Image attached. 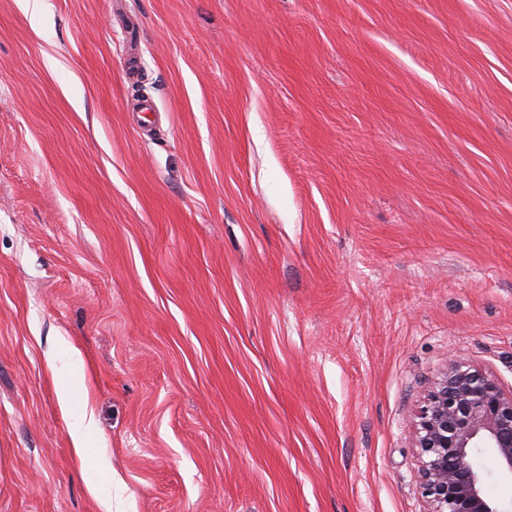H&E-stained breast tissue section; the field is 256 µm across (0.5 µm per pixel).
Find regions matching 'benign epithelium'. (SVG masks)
I'll list each match as a JSON object with an SVG mask.
<instances>
[{"label":"benign epithelium","mask_w":512,"mask_h":512,"mask_svg":"<svg viewBox=\"0 0 512 512\" xmlns=\"http://www.w3.org/2000/svg\"><path fill=\"white\" fill-rule=\"evenodd\" d=\"M413 447L427 512H507L484 491L477 458L512 476V386L453 358L415 415Z\"/></svg>","instance_id":"benign-epithelium-1"}]
</instances>
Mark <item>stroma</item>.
I'll list each match as a JSON object with an SVG mask.
<instances>
[{"label": "stroma", "mask_w": 512, "mask_h": 512, "mask_svg": "<svg viewBox=\"0 0 512 512\" xmlns=\"http://www.w3.org/2000/svg\"><path fill=\"white\" fill-rule=\"evenodd\" d=\"M452 354L512 384V0H0V512H427Z\"/></svg>", "instance_id": "35a3bbf8"}]
</instances>
